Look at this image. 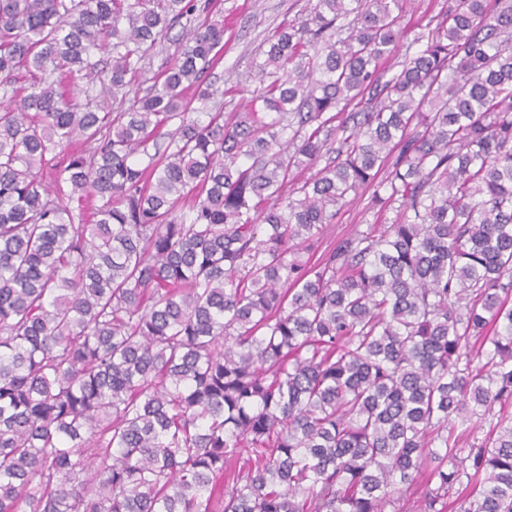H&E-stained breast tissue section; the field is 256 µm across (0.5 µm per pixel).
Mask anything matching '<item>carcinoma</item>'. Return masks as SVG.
Masks as SVG:
<instances>
[{"label": "carcinoma", "instance_id": "obj_1", "mask_svg": "<svg viewBox=\"0 0 512 512\" xmlns=\"http://www.w3.org/2000/svg\"><path fill=\"white\" fill-rule=\"evenodd\" d=\"M404 2L0 0V512H512V0ZM224 17L232 22L224 34L223 59L214 69L217 86L228 74L245 79L250 73L259 45L282 21L310 17L316 0H220ZM442 6H447L446 0H406L400 24L407 32V40L404 41L405 44L400 48L399 53L386 66H394V70L398 68V62H402L404 59L407 45L412 42L414 34L419 31L415 27L417 21L426 13L429 16L438 14ZM372 190L364 193H359L354 200L345 206L336 218V223L333 224L332 229L325 235L322 249L325 248L330 242L337 241L342 235H345L352 230L358 228L366 230L380 224H391L395 213L392 211L384 212L381 217L378 215V208H371L369 203ZM377 224V225H376Z\"/></svg>", "mask_w": 512, "mask_h": 512}]
</instances>
